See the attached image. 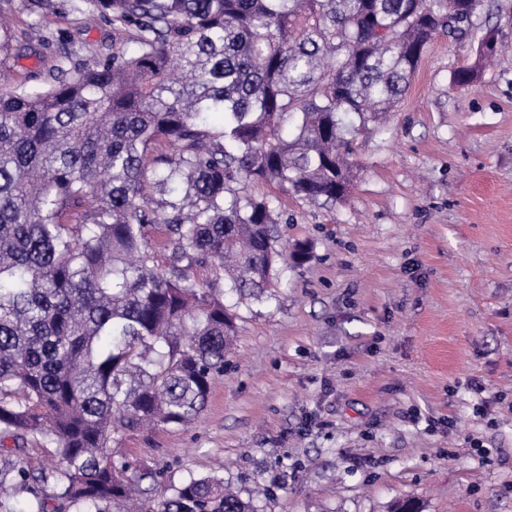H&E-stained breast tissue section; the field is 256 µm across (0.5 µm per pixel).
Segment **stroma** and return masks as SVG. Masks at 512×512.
<instances>
[{
    "mask_svg": "<svg viewBox=\"0 0 512 512\" xmlns=\"http://www.w3.org/2000/svg\"><path fill=\"white\" fill-rule=\"evenodd\" d=\"M39 25L112 51L107 19ZM57 53L15 43L0 85ZM352 160L333 205L247 186L312 257L239 308L197 423L117 436L115 464L158 475L146 499L218 470L259 512H512V0H482L465 40L440 33Z\"/></svg>",
    "mask_w": 512,
    "mask_h": 512,
    "instance_id": "obj_1",
    "label": "stroma"
}]
</instances>
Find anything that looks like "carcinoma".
I'll list each match as a JSON object with an SVG mask.
<instances>
[{
  "label": "carcinoma",
  "mask_w": 512,
  "mask_h": 512,
  "mask_svg": "<svg viewBox=\"0 0 512 512\" xmlns=\"http://www.w3.org/2000/svg\"><path fill=\"white\" fill-rule=\"evenodd\" d=\"M0 0V53L19 36ZM444 0H70L112 20V54L65 48L39 83L0 88V457L7 489L53 479L68 512H257L224 478H191L148 505L112 441L188 426L236 334L225 303L267 304L309 244L281 242L278 199L333 204L355 136L408 89ZM222 116V130L210 128ZM57 466L34 473L27 444Z\"/></svg>",
  "instance_id": "1"
}]
</instances>
